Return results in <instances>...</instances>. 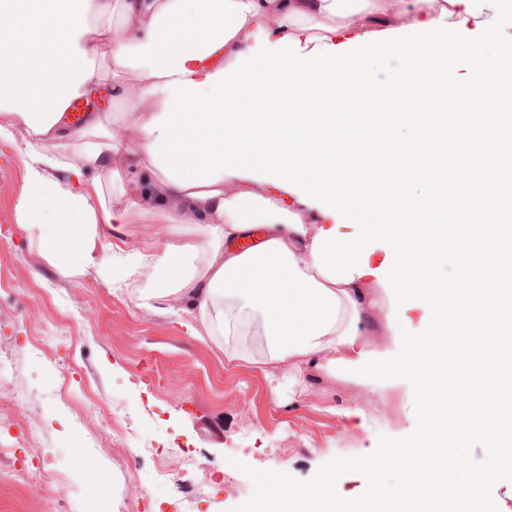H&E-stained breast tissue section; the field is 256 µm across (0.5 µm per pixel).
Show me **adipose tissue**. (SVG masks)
Returning a JSON list of instances; mask_svg holds the SVG:
<instances>
[{
	"mask_svg": "<svg viewBox=\"0 0 512 512\" xmlns=\"http://www.w3.org/2000/svg\"><path fill=\"white\" fill-rule=\"evenodd\" d=\"M112 12L118 24H101ZM442 16L473 31L492 12L470 15L464 0H0V143L35 158L20 222L59 270L93 267L108 279L115 252L101 225L134 212L162 219V250L139 253L123 271L141 277V306L186 302L190 335L222 338L225 358L260 366L273 394L302 386L308 369L359 360L373 337L393 338L390 299L374 275L336 283L315 267L312 243L334 217L270 182L225 175L179 186L155 166V136L142 124L93 110L74 124L68 106L109 93L152 118L169 98L165 83L205 81L258 32L308 52ZM119 166L126 179L104 198L86 173Z\"/></svg>",
	"mask_w": 512,
	"mask_h": 512,
	"instance_id": "1",
	"label": "adipose tissue"
}]
</instances>
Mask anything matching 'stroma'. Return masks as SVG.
<instances>
[{
    "label": "stroma",
    "instance_id": "obj_1",
    "mask_svg": "<svg viewBox=\"0 0 512 512\" xmlns=\"http://www.w3.org/2000/svg\"><path fill=\"white\" fill-rule=\"evenodd\" d=\"M31 163L0 144V512H232L253 490L241 465L307 480L379 435L414 430L403 390L377 399L353 376L312 370L292 399H276L259 367L188 335L182 303L152 310L125 283L61 273L19 222ZM112 240L128 262L162 249L165 226L134 213ZM357 404L356 425L345 412ZM33 426L41 440L29 446Z\"/></svg>",
    "mask_w": 512,
    "mask_h": 512
}]
</instances>
